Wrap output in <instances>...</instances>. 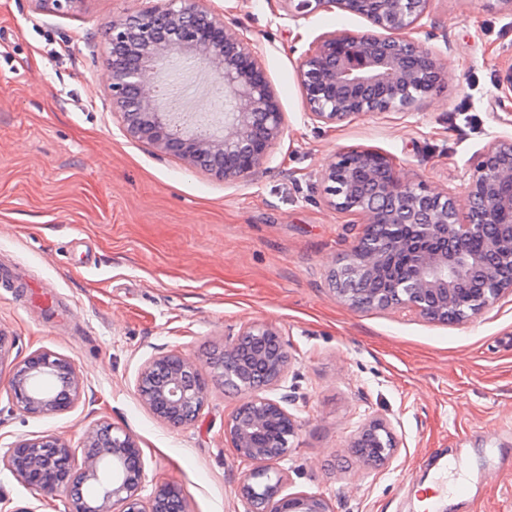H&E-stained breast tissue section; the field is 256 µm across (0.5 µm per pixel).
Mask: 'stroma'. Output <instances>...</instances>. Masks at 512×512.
<instances>
[{
    "mask_svg": "<svg viewBox=\"0 0 512 512\" xmlns=\"http://www.w3.org/2000/svg\"><path fill=\"white\" fill-rule=\"evenodd\" d=\"M150 0H84L74 11L0 0V268L52 296L54 325L23 289L0 282V456L21 438L81 448L107 422L133 434L145 463L141 496L178 485L188 512H250L238 484L252 463L224 439L235 396L209 358L244 325L270 322L293 364L282 390L299 430L279 466L288 493L326 497L333 512H420L417 486L449 461H471L466 502L437 512H512V295L462 324L411 312L355 311L327 285L360 225L327 206L324 172L343 149L388 155L408 182L462 194L490 141L512 138L499 78L512 66V9L432 0L416 37L441 53L445 81L409 114L326 125L307 118L296 67L322 34L360 33L337 10L291 20L282 0H208L260 55L285 117L282 139L253 175L226 183L127 138L112 110L106 26ZM177 112L219 113L224 88L201 66L167 63ZM182 350L209 382L197 421L173 429L146 409L136 378ZM37 350L71 358L85 396L34 416L9 390ZM371 415L391 420L389 464L363 469L346 443ZM67 512L0 467V512Z\"/></svg>",
    "mask_w": 512,
    "mask_h": 512,
    "instance_id": "1",
    "label": "stroma"
}]
</instances>
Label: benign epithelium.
I'll return each mask as SVG.
<instances>
[{"label":"benign epithelium","mask_w":512,"mask_h":512,"mask_svg":"<svg viewBox=\"0 0 512 512\" xmlns=\"http://www.w3.org/2000/svg\"><path fill=\"white\" fill-rule=\"evenodd\" d=\"M154 5L112 19L108 26V64L112 109L124 133L156 151L180 160L192 170L226 183L259 170L271 148L282 138L285 118L263 63L243 34L205 0H153ZM290 19L320 11L339 10L369 22L362 33L319 36L300 57L297 73L305 115L324 124L383 112H412L443 81L444 61L412 37L429 16L432 0H283ZM173 56L186 57L216 74L224 84V133L197 130L173 134V115L146 90ZM328 204L353 213L374 233L358 236L328 272L336 299L362 311L411 308L423 318L460 324L512 294V139H495L478 154L464 188V205L454 193L402 182L392 160L378 152L348 149L325 171ZM400 224H415L420 245L411 253L414 274L394 270L392 255L406 247L394 233ZM483 237L480 253L464 243ZM473 277L486 288L466 312L457 309L459 287ZM378 279L392 287L374 288ZM291 355L280 330L272 323L245 326L224 342L211 361L214 377L239 402L224 420V440L241 458L256 464L240 485L251 512H331L328 500L316 494H287L288 475L280 470L262 493L255 479L270 473L268 464L288 454L297 436L296 417L288 411V396L272 397L286 380ZM10 388L19 409L38 416L73 409L84 392L83 380L70 358L37 350L13 370ZM142 404L173 428L196 422L208 388L194 361L172 350L146 361L136 378ZM378 434L386 456L353 457L368 469H378L394 456L399 442L392 423L371 417L357 427L346 447ZM75 449L59 437L19 440L0 464L28 486L61 491L68 512H186L181 489L156 488L143 498L139 489L144 461L132 434L102 422L90 428L82 444V462L74 464Z\"/></svg>","instance_id":"1"}]
</instances>
